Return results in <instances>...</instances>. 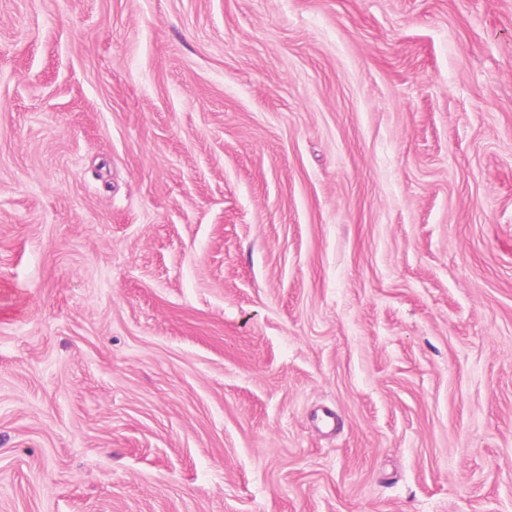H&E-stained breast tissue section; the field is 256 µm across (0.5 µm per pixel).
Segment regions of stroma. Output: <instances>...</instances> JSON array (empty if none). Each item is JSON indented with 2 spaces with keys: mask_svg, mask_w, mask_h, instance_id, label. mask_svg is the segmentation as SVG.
Wrapping results in <instances>:
<instances>
[{
  "mask_svg": "<svg viewBox=\"0 0 512 512\" xmlns=\"http://www.w3.org/2000/svg\"><path fill=\"white\" fill-rule=\"evenodd\" d=\"M0 512H512V0H0Z\"/></svg>",
  "mask_w": 512,
  "mask_h": 512,
  "instance_id": "1",
  "label": "stroma"
}]
</instances>
